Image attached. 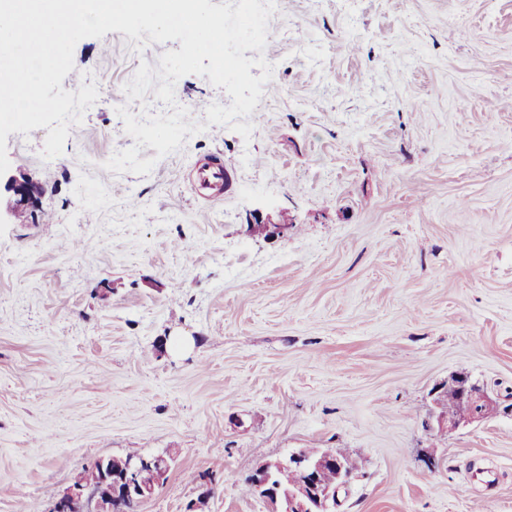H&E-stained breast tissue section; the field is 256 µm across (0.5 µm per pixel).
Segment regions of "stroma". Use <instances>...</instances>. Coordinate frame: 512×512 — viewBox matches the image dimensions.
<instances>
[{
  "label": "stroma",
  "instance_id": "35a3bbf8",
  "mask_svg": "<svg viewBox=\"0 0 512 512\" xmlns=\"http://www.w3.org/2000/svg\"><path fill=\"white\" fill-rule=\"evenodd\" d=\"M268 30L250 138L189 74L207 131L105 169L136 146L117 107L166 110L160 80L125 84L181 48L120 31L75 47L99 96L63 155L8 135L43 193L0 214V512H53L132 448L173 458L137 512H268L247 480L299 448L360 462L336 512H512V0H282ZM212 156L219 201L186 177ZM459 372L505 409L446 432L432 393Z\"/></svg>",
  "mask_w": 512,
  "mask_h": 512
}]
</instances>
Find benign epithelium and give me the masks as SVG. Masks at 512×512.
<instances>
[{"label":"benign epithelium","mask_w":512,"mask_h":512,"mask_svg":"<svg viewBox=\"0 0 512 512\" xmlns=\"http://www.w3.org/2000/svg\"><path fill=\"white\" fill-rule=\"evenodd\" d=\"M5 188L13 193L11 214L34 206L42 194V187L29 180H18L11 176ZM451 396L462 407L460 413L439 418V424L450 430L464 423L477 421L491 415L500 407V402L491 398L466 374L448 378L445 386L435 392L433 403L441 406L445 396ZM107 472L94 483L76 477L72 484L56 501L54 512H88L86 492L96 497L95 512H120L124 503L143 501L150 497L156 487L164 482L171 468L170 458L164 455L150 458H110L106 460ZM149 469L153 474L150 483L135 482V475ZM290 470L293 479L286 485H273V475ZM353 477L350 459L334 448H301L283 459L260 463L251 475L255 492L271 507V512H335L339 492L348 487Z\"/></svg>","instance_id":"1"}]
</instances>
